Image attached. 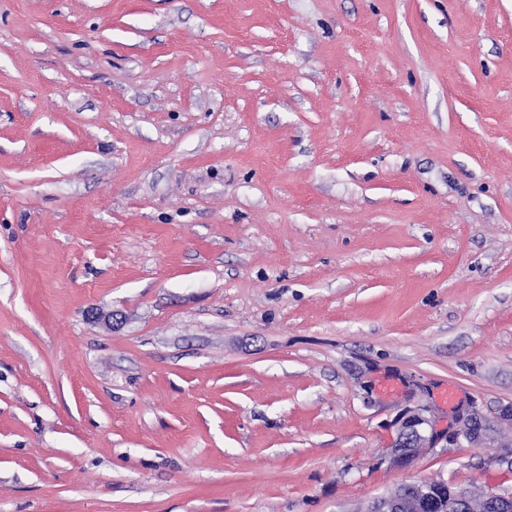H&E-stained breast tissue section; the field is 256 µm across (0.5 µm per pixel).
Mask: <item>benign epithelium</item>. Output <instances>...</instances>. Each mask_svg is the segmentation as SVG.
Instances as JSON below:
<instances>
[{"mask_svg": "<svg viewBox=\"0 0 512 512\" xmlns=\"http://www.w3.org/2000/svg\"><path fill=\"white\" fill-rule=\"evenodd\" d=\"M394 443L396 463H411L425 448L444 440L455 446L478 447L489 436V423L476 409H460L452 428L446 432L434 429L432 420L419 410H406L398 417ZM481 501L484 512H512V493L487 489L479 494L453 487L444 479L416 480L397 485L374 500L367 512H466L473 500Z\"/></svg>", "mask_w": 512, "mask_h": 512, "instance_id": "1", "label": "benign epithelium"}]
</instances>
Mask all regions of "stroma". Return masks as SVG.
<instances>
[{
	"instance_id": "obj_1",
	"label": "stroma",
	"mask_w": 512,
	"mask_h": 512,
	"mask_svg": "<svg viewBox=\"0 0 512 512\" xmlns=\"http://www.w3.org/2000/svg\"><path fill=\"white\" fill-rule=\"evenodd\" d=\"M462 404L512 407V0H0V512L512 489V428L394 462Z\"/></svg>"
}]
</instances>
